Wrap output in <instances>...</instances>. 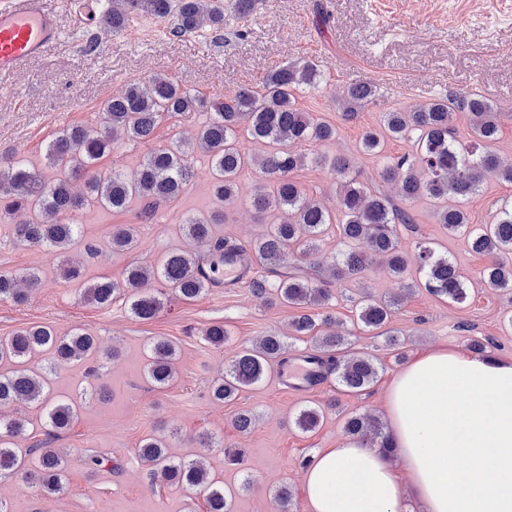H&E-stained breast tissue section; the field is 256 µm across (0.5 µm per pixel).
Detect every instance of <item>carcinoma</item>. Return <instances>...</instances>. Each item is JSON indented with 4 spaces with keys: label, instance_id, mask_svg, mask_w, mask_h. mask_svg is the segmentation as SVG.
Wrapping results in <instances>:
<instances>
[{
    "label": "carcinoma",
    "instance_id": "obj_1",
    "mask_svg": "<svg viewBox=\"0 0 512 512\" xmlns=\"http://www.w3.org/2000/svg\"><path fill=\"white\" fill-rule=\"evenodd\" d=\"M134 16L171 19L169 33L174 37L205 29L215 38H223L224 0H106L99 27L120 33ZM320 79L316 62L298 59L270 70L259 87H242L222 100L186 90L166 73L131 83L124 93L104 104L100 128L72 125L47 143L46 165L52 175H46L27 158H0V222L22 213L25 218L15 224L19 241L60 259L83 239L85 253L92 257L97 243L85 238L83 226L76 222L80 210L92 205L126 211L136 203L137 218L147 224L160 206L180 197L193 177L189 157L201 152L211 161L215 209L207 215L186 217L182 231L186 240L203 244L205 250L199 253L188 247L167 253L154 265L134 263L120 280L90 281L84 278L83 266L60 264L63 280L74 287L80 300L108 308L121 296L133 318L150 321L164 308V302L150 293L154 283L167 286L182 300H194L211 288L224 287V259L238 255L250 268L262 267L277 277L274 282L263 275L252 277L248 284L254 293L272 292L280 303L295 308L325 306L331 298L327 282L312 278L290 263L295 249L300 248L302 259L311 268L328 266L336 281L363 277L376 259L399 280L401 293L396 296L379 299L367 293L362 297L357 320L366 328L388 325L395 310L419 286L433 296L461 304L468 298L464 277L448 257L428 243L417 246L416 262L422 279L406 282L408 259L399 246L397 225L415 223L412 206L421 199L433 203L437 221L448 233L463 237L472 252L488 258L479 272L480 280L511 295L512 265L501 262L499 255L512 253V204H504L487 224L470 223L464 207L488 177L512 185V162L502 163L494 148L500 130L497 108L483 97L470 94L456 99L439 96L384 113L379 127L363 133L360 147L373 154L383 149L387 139L411 142V149L390 158L379 172L383 182L395 185L397 199L377 194L351 178L343 185L338 220L293 178L307 161L324 162L321 157L297 151V147L336 139L334 126L296 105L295 93L316 86ZM377 95L378 88L371 82L351 84L339 108L345 118L351 119ZM205 110L210 117L197 127L192 138L175 136L169 145L151 151L132 172L101 166L112 153L117 131L132 142L148 141L161 122H174L186 113ZM458 111L469 113L467 144L455 138L453 117ZM242 128L265 148L260 180L250 204L259 214L288 210V219L272 225L264 237L248 246L213 232V226L224 223L237 205L240 178L254 163L253 156L239 145ZM78 177L84 178V191L75 194L71 183ZM336 222L353 247L326 255L318 242L326 225ZM109 244L114 251L134 249L135 225L113 227ZM40 282L37 271L0 273V300L22 302L26 294L19 284L30 289ZM334 322L329 312L319 319L302 314L292 323L293 335L310 336L314 341V378L334 375L343 391L362 392L377 381L380 367L366 354L348 358L339 355L346 339L328 330ZM40 349L50 351L59 363L82 360L97 350L96 336L83 326L59 336L48 326L33 325L0 339V364L11 365L10 371L0 372V407L17 400L41 406L46 412L48 435V439L22 451L13 447V441L25 434L27 420L0 416V473H22L43 494L55 495L65 492L66 484L64 465L50 443L70 427L74 410L72 404L50 398L44 371L29 366L32 354ZM177 354L172 341L153 342L147 377L156 385L167 384L175 375ZM279 363H288L287 346L281 336L271 333L259 344L243 349L225 366L224 376L211 387L213 399L219 403L234 400L240 390L257 384L271 366ZM322 417L320 409L305 408L295 425L303 432L312 431ZM344 429L353 438H369L377 447L393 453L384 424L374 414L354 413L345 420ZM139 452L153 464L151 482L176 485L203 497L207 512H232L223 485L199 463L171 459L165 436L148 438Z\"/></svg>",
    "mask_w": 512,
    "mask_h": 512
}]
</instances>
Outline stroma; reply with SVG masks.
<instances>
[{
	"label": "stroma",
	"mask_w": 512,
	"mask_h": 512,
	"mask_svg": "<svg viewBox=\"0 0 512 512\" xmlns=\"http://www.w3.org/2000/svg\"><path fill=\"white\" fill-rule=\"evenodd\" d=\"M319 13L330 19L324 34L314 23ZM60 24L64 39L59 45L23 72L0 81V156L15 153L42 161L58 129L98 122L106 100L156 73L170 74L184 88L218 98L241 85L259 84L277 65L310 58L319 61L322 78L318 88L297 92L296 104L335 126L337 135L333 143H315L309 151L327 158L346 156L350 177L371 189L391 193L378 172L408 144L389 140L381 153L370 155L360 149L363 132L378 127L384 112L440 92H474L495 104L501 112L496 149L501 158L512 159V0H255L245 22L229 20L219 45L203 36L172 37L167 21L148 17L131 21L103 46L89 40L96 26L75 30L68 11H61ZM241 24L246 27L242 38L236 35ZM363 81L379 85L383 97L355 119L345 120L338 99L348 85ZM207 118V113L192 112L178 123L162 122L152 145H167L174 132H192ZM149 146L118 141L105 163L132 171ZM191 165L192 182L176 201L159 209L153 223L137 224L131 211L117 214L92 207L77 214L100 252L85 259L78 244L70 249V258L84 260L88 277L118 279L131 263H154L166 252L184 248L182 220L214 207L208 157L195 154ZM294 177L332 213H340L339 181L327 166L311 164ZM257 179L252 169L242 175L241 198L227 223L215 225V233L247 245L275 222V215L257 214L249 205ZM506 199L512 200V185L485 180L466 202L472 223L489 222ZM413 209L416 224L398 230L403 252L411 256L418 242L435 243L466 277L467 301L458 304L422 288L409 295L389 327L405 338L399 360L387 329L365 331L357 324L358 299L366 293L391 296L398 281L376 266L363 279L332 284L329 310L336 316L335 330L345 336L348 351L370 354L381 363L377 381L365 391L346 393L332 380L299 395L270 372L224 404L211 397L213 380L230 359L261 337L280 334L292 356L313 350L309 337L291 333L298 309L256 296L243 285L211 290L191 301L171 299L157 318L141 322L131 317L124 298H115L106 309L77 299L60 276L58 259L17 242L12 225L0 223V271L37 269L42 280L27 302L0 301V337L32 325L48 326L61 335L82 325L97 336L100 350L99 381L86 378L82 362L60 365L47 375L52 396L76 406L70 428L54 443L66 462L65 493L45 498L22 476L0 474V499L10 512H206L202 497L191 499L181 488L151 482L138 450L145 439L165 431L171 435L168 452L173 459L203 457L212 477L223 483L233 512H278L274 492L280 486L292 491L294 512H309L302 488L304 461L345 439L346 415L368 411L386 417L389 386L407 362L445 344L466 348L471 337L492 338L489 354L512 356V325L507 322L512 303L481 282L485 257L437 224L429 200L414 203ZM132 223L138 226L137 248L112 251V228ZM215 323L227 332L220 347L204 339L205 330ZM162 338L176 344L178 360L174 378L161 388L150 382L146 370L150 346ZM306 406L324 412L320 425L309 432L295 425ZM242 409L256 417L251 431L233 425ZM203 434L223 439V446L201 447ZM228 448L245 449V463L230 464L224 456ZM93 453L111 458L113 470L89 473L84 458Z\"/></svg>",
	"instance_id": "obj_1"
}]
</instances>
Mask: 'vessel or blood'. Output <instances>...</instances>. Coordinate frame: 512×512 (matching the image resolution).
<instances>
[{
  "label": "vessel or blood",
  "mask_w": 512,
  "mask_h": 512,
  "mask_svg": "<svg viewBox=\"0 0 512 512\" xmlns=\"http://www.w3.org/2000/svg\"><path fill=\"white\" fill-rule=\"evenodd\" d=\"M62 40L45 0H0V79L18 74Z\"/></svg>",
  "instance_id": "b4317fda"
}]
</instances>
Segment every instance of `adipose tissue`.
<instances>
[{
  "label": "adipose tissue",
  "instance_id": "1",
  "mask_svg": "<svg viewBox=\"0 0 512 512\" xmlns=\"http://www.w3.org/2000/svg\"><path fill=\"white\" fill-rule=\"evenodd\" d=\"M392 453L358 439L319 449L310 512H512V358L445 347L388 394Z\"/></svg>",
  "mask_w": 512,
  "mask_h": 512
}]
</instances>
